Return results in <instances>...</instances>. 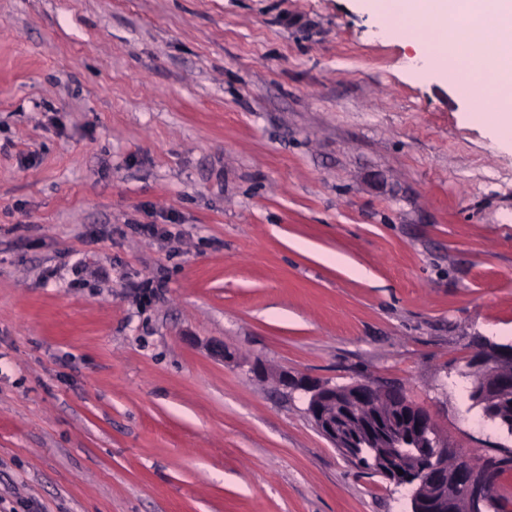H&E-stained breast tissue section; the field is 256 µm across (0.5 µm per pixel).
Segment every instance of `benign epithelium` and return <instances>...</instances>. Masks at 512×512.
<instances>
[{
  "label": "benign epithelium",
  "mask_w": 512,
  "mask_h": 512,
  "mask_svg": "<svg viewBox=\"0 0 512 512\" xmlns=\"http://www.w3.org/2000/svg\"><path fill=\"white\" fill-rule=\"evenodd\" d=\"M506 361H512V349L490 347L476 355L473 366L485 371L479 400L490 402L484 416L512 431V374L501 373ZM278 382L308 394L306 413L333 447L353 461L369 449L386 479L411 488V512H489L496 463L472 467L465 453L448 447L430 410L395 392L388 413L357 420L352 405L369 407L391 388L374 382L329 385L296 379L286 371L279 373ZM388 448L400 453L390 455Z\"/></svg>",
  "instance_id": "obj_1"
}]
</instances>
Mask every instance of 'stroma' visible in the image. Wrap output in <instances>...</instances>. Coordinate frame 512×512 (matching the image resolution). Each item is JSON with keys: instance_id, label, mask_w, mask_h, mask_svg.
<instances>
[{"instance_id": "35a3bbf8", "label": "stroma", "mask_w": 512, "mask_h": 512, "mask_svg": "<svg viewBox=\"0 0 512 512\" xmlns=\"http://www.w3.org/2000/svg\"><path fill=\"white\" fill-rule=\"evenodd\" d=\"M415 54L361 0H0V512H411L257 363L512 448L464 375L512 140Z\"/></svg>"}]
</instances>
